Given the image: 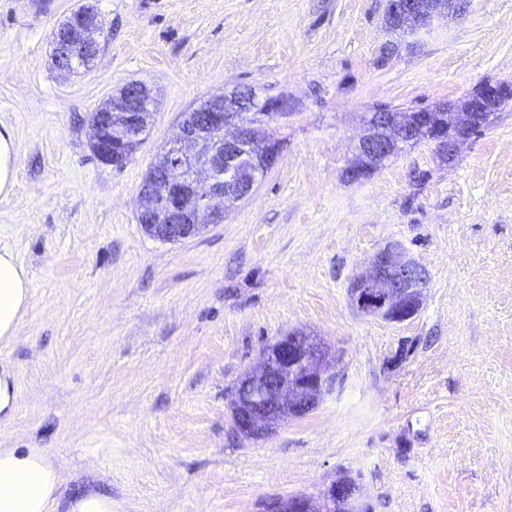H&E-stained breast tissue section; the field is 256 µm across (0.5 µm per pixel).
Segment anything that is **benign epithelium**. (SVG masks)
I'll list each match as a JSON object with an SVG mask.
<instances>
[{"label":"benign epithelium","mask_w":512,"mask_h":512,"mask_svg":"<svg viewBox=\"0 0 512 512\" xmlns=\"http://www.w3.org/2000/svg\"><path fill=\"white\" fill-rule=\"evenodd\" d=\"M458 10L455 0L428 13L418 0H387L385 22L394 30L416 32ZM132 93L146 97L149 89L141 83H129L108 105L112 112L124 116L120 132L94 121L92 152L99 161L117 168L128 162V148L144 137L138 114L129 111L128 95ZM511 99L512 84L486 82L474 90L472 105ZM202 108L207 110L206 125L197 124L196 113H189L179 133L167 143L163 168L146 176L141 186L143 190H157L161 197L163 223L144 224L142 228L163 242L195 238L209 225L223 223L224 183L236 182L240 197H248L282 150L279 142L263 135L245 101H230L218 94L205 100ZM453 116L460 133L448 138L445 147L452 158L471 136L474 113L455 110ZM372 118L377 129L360 139L358 150L376 160L386 159L413 141L422 128L420 124H406L396 112L382 110ZM426 283L425 270L400 246L388 244L349 287L350 301L364 315L402 323L420 311ZM338 376L336 357L320 340L301 331L290 332L263 351L235 386L231 398L235 427L249 439H260L288 419L313 410L336 390ZM268 512H368V507L358 483L345 486L336 481L318 500L289 496L272 502Z\"/></svg>","instance_id":"obj_1"}]
</instances>
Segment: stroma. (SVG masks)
I'll list each match as a JSON object with an SVG mask.
<instances>
[{"mask_svg":"<svg viewBox=\"0 0 512 512\" xmlns=\"http://www.w3.org/2000/svg\"><path fill=\"white\" fill-rule=\"evenodd\" d=\"M81 3L0 0V127L19 152L0 247L32 293L0 341L17 390L0 447L45 451L64 507L92 489L112 512H266L347 475L369 512H512V101L452 161L424 140L347 175L377 106L512 83V0H466L412 35L386 28V0H91L100 52L67 76L52 32ZM130 81L156 111L118 169L92 153L89 117ZM234 89L287 100L262 120L281 155L223 223L148 236L146 173L186 112ZM390 242L428 276L400 324L348 296ZM295 330L340 382L245 439L231 391Z\"/></svg>","mask_w":512,"mask_h":512,"instance_id":"35a3bbf8","label":"stroma"}]
</instances>
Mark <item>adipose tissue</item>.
Here are the masks:
<instances>
[{
	"label": "adipose tissue",
	"mask_w": 512,
	"mask_h": 512,
	"mask_svg": "<svg viewBox=\"0 0 512 512\" xmlns=\"http://www.w3.org/2000/svg\"><path fill=\"white\" fill-rule=\"evenodd\" d=\"M25 267L0 249V339L11 338L30 305ZM60 475L49 457L34 448H0V512H52Z\"/></svg>",
	"instance_id": "obj_1"
}]
</instances>
